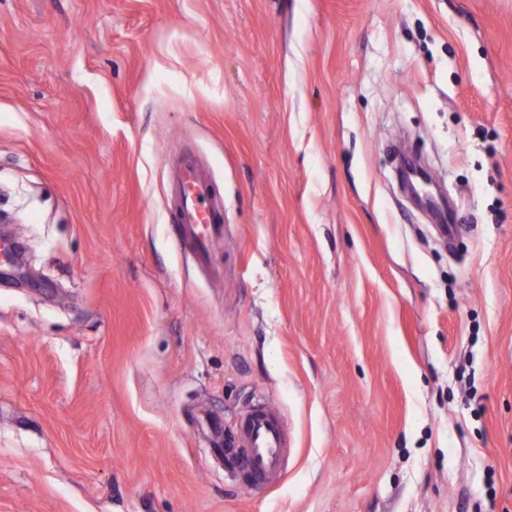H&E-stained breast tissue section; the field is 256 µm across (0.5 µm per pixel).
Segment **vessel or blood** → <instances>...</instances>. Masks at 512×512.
Wrapping results in <instances>:
<instances>
[{"instance_id":"obj_1","label":"vessel or blood","mask_w":512,"mask_h":512,"mask_svg":"<svg viewBox=\"0 0 512 512\" xmlns=\"http://www.w3.org/2000/svg\"><path fill=\"white\" fill-rule=\"evenodd\" d=\"M176 193L175 215L197 258H204L212 243L224 236V201L212 190L198 163L182 159L173 174ZM243 448L228 456L255 488L263 489L282 474L288 453V435L280 413L267 403L253 405L238 421Z\"/></svg>"}]
</instances>
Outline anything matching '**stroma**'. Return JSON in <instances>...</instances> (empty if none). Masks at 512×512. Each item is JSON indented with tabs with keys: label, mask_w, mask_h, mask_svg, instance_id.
Wrapping results in <instances>:
<instances>
[{
	"label": "stroma",
	"mask_w": 512,
	"mask_h": 512,
	"mask_svg": "<svg viewBox=\"0 0 512 512\" xmlns=\"http://www.w3.org/2000/svg\"><path fill=\"white\" fill-rule=\"evenodd\" d=\"M0 212V512H512V0H0ZM259 400L262 492L200 429ZM172 178L177 224L182 225L193 253L202 259L212 243L224 236V201L213 192L208 176L194 159L183 158ZM236 426L244 448L239 457L224 448L226 460L239 465L255 488L270 486L281 476L288 453V435L280 413L267 403H258Z\"/></svg>",
	"instance_id": "35a3bbf8"
}]
</instances>
